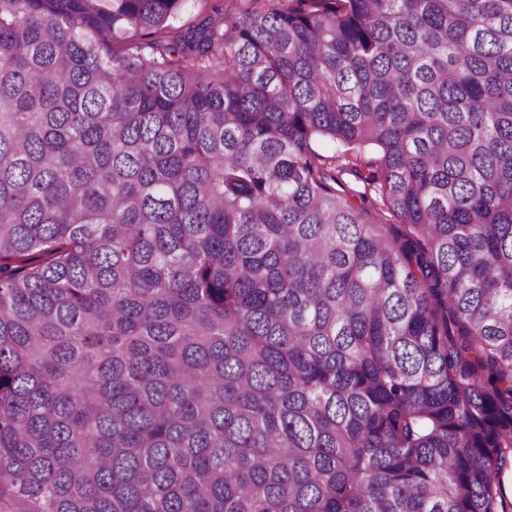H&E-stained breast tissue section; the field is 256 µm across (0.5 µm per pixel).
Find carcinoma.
<instances>
[{"instance_id":"carcinoma-1","label":"carcinoma","mask_w":512,"mask_h":512,"mask_svg":"<svg viewBox=\"0 0 512 512\" xmlns=\"http://www.w3.org/2000/svg\"><path fill=\"white\" fill-rule=\"evenodd\" d=\"M192 2L0 0V512H509L512 0Z\"/></svg>"}]
</instances>
